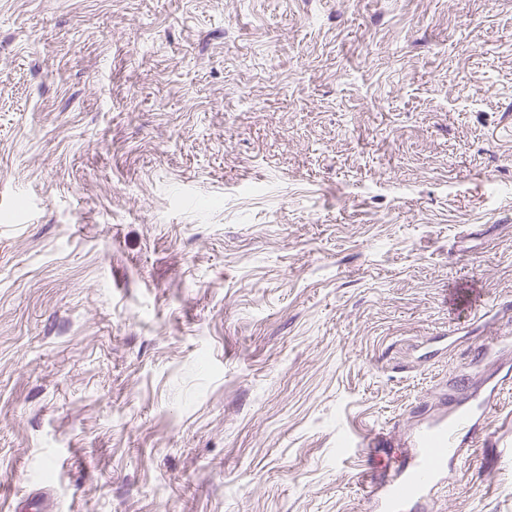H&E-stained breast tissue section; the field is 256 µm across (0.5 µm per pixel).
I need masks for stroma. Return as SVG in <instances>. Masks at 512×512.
<instances>
[{
	"label": "stroma",
	"mask_w": 512,
	"mask_h": 512,
	"mask_svg": "<svg viewBox=\"0 0 512 512\" xmlns=\"http://www.w3.org/2000/svg\"><path fill=\"white\" fill-rule=\"evenodd\" d=\"M499 335L512 0H0V512H378L492 381L422 512H512ZM499 385L493 384L471 394L459 405H468L462 411L449 413L448 418L426 427L411 440L413 452L409 463L400 462L389 479L379 483L368 468L358 473L357 482L367 498H376L384 512H400L411 503L428 498L431 491L446 478L448 455L457 454L459 432L467 430L476 435L483 428L487 414L496 405ZM432 446L440 448L439 455L430 457Z\"/></svg>",
	"instance_id": "1"
}]
</instances>
